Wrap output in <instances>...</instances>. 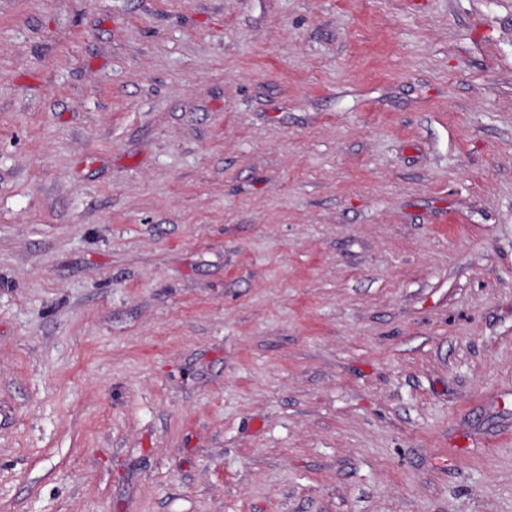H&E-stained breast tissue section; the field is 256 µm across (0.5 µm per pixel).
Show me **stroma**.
Here are the masks:
<instances>
[{
	"instance_id": "stroma-1",
	"label": "stroma",
	"mask_w": 512,
	"mask_h": 512,
	"mask_svg": "<svg viewBox=\"0 0 512 512\" xmlns=\"http://www.w3.org/2000/svg\"><path fill=\"white\" fill-rule=\"evenodd\" d=\"M0 512H512V0H0Z\"/></svg>"
}]
</instances>
